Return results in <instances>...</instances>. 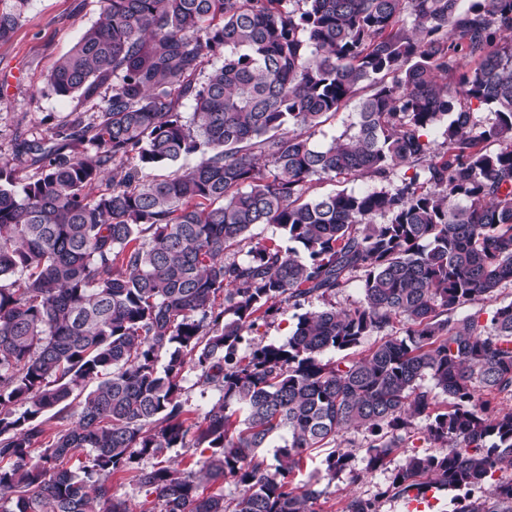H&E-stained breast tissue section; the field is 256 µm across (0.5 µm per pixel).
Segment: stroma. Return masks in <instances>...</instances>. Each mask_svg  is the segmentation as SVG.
Returning <instances> with one entry per match:
<instances>
[{"label": "stroma", "instance_id": "35a3bbf8", "mask_svg": "<svg viewBox=\"0 0 512 512\" xmlns=\"http://www.w3.org/2000/svg\"><path fill=\"white\" fill-rule=\"evenodd\" d=\"M103 0H32L31 6L8 40L0 41V159L14 157V136L49 138L51 127L69 112L88 110L79 99H61L49 93L47 78L56 61L95 24ZM355 456L354 472L329 477L324 460L327 449L310 452L297 482H312L320 490L321 512H339L347 497H381V512H411L406 497L390 498L384 491L390 474H364L366 441L363 433L348 435Z\"/></svg>", "mask_w": 512, "mask_h": 512}]
</instances>
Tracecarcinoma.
Masks as SVG:
<instances>
[{
	"instance_id": "obj_1",
	"label": "carcinoma",
	"mask_w": 512,
	"mask_h": 512,
	"mask_svg": "<svg viewBox=\"0 0 512 512\" xmlns=\"http://www.w3.org/2000/svg\"><path fill=\"white\" fill-rule=\"evenodd\" d=\"M30 2L0 0V40ZM104 3L47 80L96 111L18 140L33 175L0 161V512H130L117 472L161 512H227L226 479L233 512H319L294 481L309 449L335 445L334 477L360 430L384 470L416 419L440 451L405 456L382 495L430 483L452 512H512V476L490 480L512 470V302L463 314L512 284V0ZM338 177L382 186L308 195ZM356 277L362 301L336 309ZM286 306L288 340L251 345ZM188 371L218 392L200 420ZM283 433L272 469L257 451ZM172 448L210 455L142 467ZM357 99L343 106L336 115L331 116L312 137L314 144H329L334 138L349 130L350 125L357 119ZM111 484L112 494L127 500L136 512L154 507L155 495H148L146 488L139 486L130 474H115Z\"/></svg>"
}]
</instances>
